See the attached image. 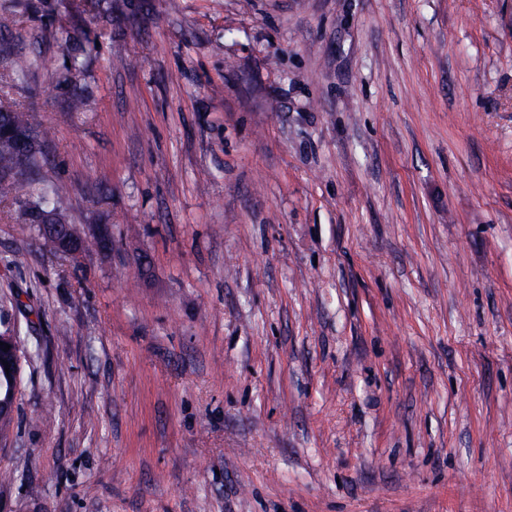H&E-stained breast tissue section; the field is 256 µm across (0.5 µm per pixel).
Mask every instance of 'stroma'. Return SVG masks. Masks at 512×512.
I'll return each instance as SVG.
<instances>
[{"label":"stroma","instance_id":"1","mask_svg":"<svg viewBox=\"0 0 512 512\" xmlns=\"http://www.w3.org/2000/svg\"><path fill=\"white\" fill-rule=\"evenodd\" d=\"M27 2L0 512H512V0ZM39 197L40 202L25 213L26 224H37L36 215L40 212H54L58 217L65 219L61 213L57 212L54 205V201L59 200L61 197V192L57 185L43 184L40 188ZM39 223L43 233L52 236L61 251H71L81 242L80 236L71 224L52 223L51 217L48 215H43ZM12 336H13V333L11 331L0 334V342H3V346H0V363H1V357L5 356V357H11L15 364V372H13L10 375H7V377L5 378L7 392L9 393V396L11 397L12 410H13L12 416H13L14 410L16 407L18 387L20 384L19 375H20V370H21L22 357L19 355V353H17L13 349ZM4 344L10 345V349L7 352L3 351Z\"/></svg>","mask_w":512,"mask_h":512}]
</instances>
